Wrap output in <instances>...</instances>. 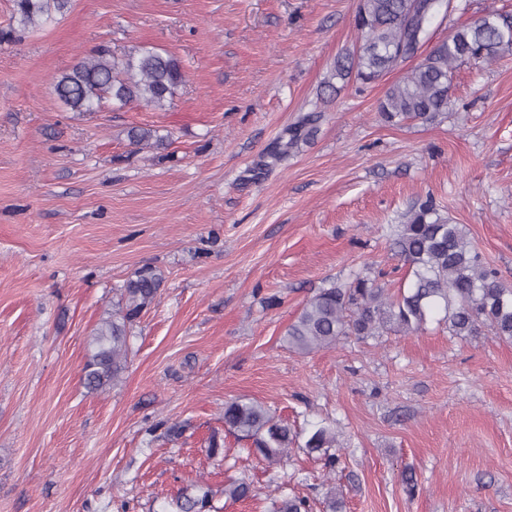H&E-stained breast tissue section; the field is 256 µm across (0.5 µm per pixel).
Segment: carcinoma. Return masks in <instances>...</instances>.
<instances>
[{
	"mask_svg": "<svg viewBox=\"0 0 512 512\" xmlns=\"http://www.w3.org/2000/svg\"><path fill=\"white\" fill-rule=\"evenodd\" d=\"M15 15L23 29L47 23L52 13L68 9L70 0H14ZM449 0H359L355 27L364 43L355 53L339 54L320 93L331 99L340 90L336 82L355 79L363 84L379 81L391 70L418 57L429 41V23ZM512 52V13H489L435 44L378 100L384 122L432 121L448 111L456 68L464 62L491 64ZM185 80L180 61L169 53L143 45L117 56L105 48L81 60L55 78L54 92L74 111L94 109L106 100L122 108L144 104L161 108L173 98ZM127 136L136 146H159L162 138L152 129L133 127ZM393 250L407 266L408 287L390 296L368 277L347 286L321 288L301 308L288 326L289 347L308 354L336 345L342 338L365 339L388 332L414 333L428 315L441 311L452 336H472L487 326L501 339L512 341V286L484 261L461 225L441 215L432 198L414 207L406 222L396 225ZM162 276L151 267L128 280L118 310L95 329L93 353L84 366L87 388L103 391L124 370L128 357V326L155 300ZM224 427L240 440L251 442L250 451L273 463L287 455L297 435L254 401L224 405ZM336 433L316 426L303 448L323 453L333 470L339 457L329 453ZM251 484L240 479L224 486V495L237 502L248 498ZM326 512H343L344 496L332 485L322 500ZM175 512H212L208 492L197 487L182 490L172 500ZM273 512H312L309 498L283 494L274 500Z\"/></svg>",
	"mask_w": 512,
	"mask_h": 512,
	"instance_id": "obj_1",
	"label": "carcinoma"
}]
</instances>
